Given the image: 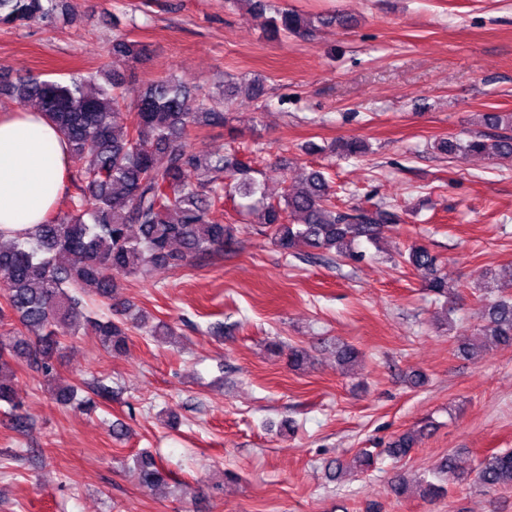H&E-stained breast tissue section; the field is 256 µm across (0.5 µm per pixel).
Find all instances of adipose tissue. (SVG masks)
I'll list each match as a JSON object with an SVG mask.
<instances>
[{"label":"adipose tissue","mask_w":512,"mask_h":512,"mask_svg":"<svg viewBox=\"0 0 512 512\" xmlns=\"http://www.w3.org/2000/svg\"><path fill=\"white\" fill-rule=\"evenodd\" d=\"M66 139L43 112L0 113V235L33 230L66 193Z\"/></svg>","instance_id":"obj_1"}]
</instances>
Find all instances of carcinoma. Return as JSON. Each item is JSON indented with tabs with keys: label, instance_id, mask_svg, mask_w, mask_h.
<instances>
[{
	"label": "carcinoma",
	"instance_id": "cac0c4a2",
	"mask_svg": "<svg viewBox=\"0 0 512 512\" xmlns=\"http://www.w3.org/2000/svg\"><path fill=\"white\" fill-rule=\"evenodd\" d=\"M75 13L66 0H0V26L22 29L34 24L70 23ZM352 20L342 16L316 20L293 10H276L267 31L273 38L314 35L316 24ZM144 49L124 34L112 40V58L134 63ZM125 75L73 73L66 80L29 75L0 85L23 106L34 105L55 124L69 144L75 167L67 178L76 188L65 212L46 217L24 238L0 246V403L9 406L17 423L24 424L22 403L12 382V364L24 362L41 374L47 386H55V363L64 341L85 329L101 344L118 353L127 347L133 329L149 328L153 336L168 339L174 330L165 325L148 327L146 317H129V304L116 297L120 278H146L157 268L179 269L224 250L233 228L217 213L224 198L239 197L240 207L257 215L271 231L274 245L285 254L304 246L356 260L360 239L377 243L387 224L400 221L397 212L379 205L373 208L336 206V190L319 170L310 172L303 185L290 184L279 200H269L262 184L251 176L253 168L229 154L212 157L188 148L186 139L198 126L229 123L228 103L239 90L253 99L263 95V83L254 79L241 87L224 85V94L204 93L187 103L188 84L176 76L148 82L138 99L126 101ZM481 124L512 127V113L486 112ZM93 150H87L88 146ZM450 154L464 150L492 160L512 162V134L488 138L473 135L462 141L455 136L439 142ZM365 146L356 139L328 146L332 154L356 157ZM405 262L419 272L424 288L443 302L446 318L454 313L458 289L448 282L438 257L424 245L407 249ZM111 301V315L88 314L85 289ZM481 323L461 345L473 360L490 344L512 345V297L491 296L490 281L481 288ZM270 351L286 355L288 366L298 368L308 359L299 346L270 344ZM96 398L82 397L78 387L54 389L64 405L86 411L98 408L112 391L98 381ZM419 431L406 432L382 449L392 458H403L414 448ZM142 483H166L168 475L148 453L134 458ZM451 456L444 459L433 479H421L420 496L436 500L447 493L455 474ZM478 484L488 490L512 488V451L492 452L480 461Z\"/></svg>",
	"mask_w": 512,
	"mask_h": 512
}]
</instances>
